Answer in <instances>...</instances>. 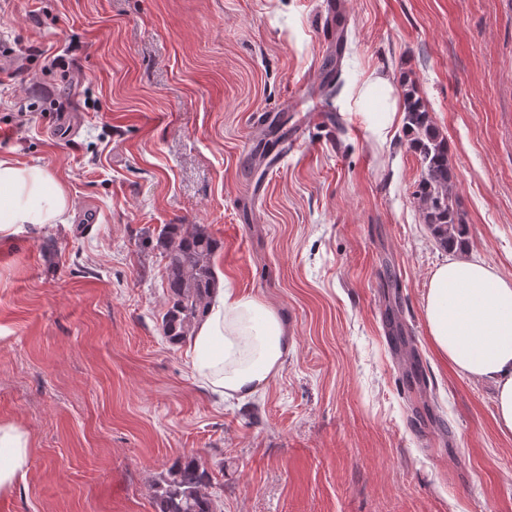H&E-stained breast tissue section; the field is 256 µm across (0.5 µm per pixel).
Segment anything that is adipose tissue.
I'll return each mask as SVG.
<instances>
[{
  "mask_svg": "<svg viewBox=\"0 0 512 512\" xmlns=\"http://www.w3.org/2000/svg\"><path fill=\"white\" fill-rule=\"evenodd\" d=\"M367 129L386 140L404 114L388 77L370 74L352 94ZM66 187L46 169L0 156V238L39 232L67 221ZM438 353L463 374L493 382L495 419L512 432V276L480 257H448L433 271L423 303ZM293 339L279 313L258 298L217 286L190 344L193 378L217 400L245 401L278 374ZM30 437L0 421V492L24 472Z\"/></svg>",
  "mask_w": 512,
  "mask_h": 512,
  "instance_id": "1",
  "label": "adipose tissue"
}]
</instances>
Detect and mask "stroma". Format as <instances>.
<instances>
[{
	"label": "stroma",
	"mask_w": 512,
	"mask_h": 512,
	"mask_svg": "<svg viewBox=\"0 0 512 512\" xmlns=\"http://www.w3.org/2000/svg\"><path fill=\"white\" fill-rule=\"evenodd\" d=\"M328 19L323 0H0V44L77 60L0 83V154L71 201L67 226L0 239V421L31 439L0 512H158L180 458L221 512H512L495 387L428 335L447 253L420 162L347 103L371 72L416 80L470 251L512 275V0H342V84L315 107ZM166 224L204 225L217 277L287 323L255 399L218 403L163 335Z\"/></svg>",
	"instance_id": "stroma-1"
}]
</instances>
